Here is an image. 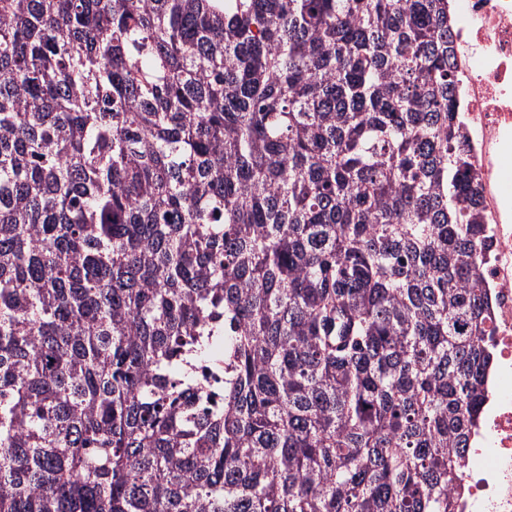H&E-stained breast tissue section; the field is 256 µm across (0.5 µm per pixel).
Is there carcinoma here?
Instances as JSON below:
<instances>
[{
  "instance_id": "1",
  "label": "carcinoma",
  "mask_w": 512,
  "mask_h": 512,
  "mask_svg": "<svg viewBox=\"0 0 512 512\" xmlns=\"http://www.w3.org/2000/svg\"><path fill=\"white\" fill-rule=\"evenodd\" d=\"M450 24L0 0V512H455L493 331Z\"/></svg>"
}]
</instances>
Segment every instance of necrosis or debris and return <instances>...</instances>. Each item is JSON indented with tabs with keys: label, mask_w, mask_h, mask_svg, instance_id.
<instances>
[{
	"label": "necrosis or debris",
	"mask_w": 512,
	"mask_h": 512,
	"mask_svg": "<svg viewBox=\"0 0 512 512\" xmlns=\"http://www.w3.org/2000/svg\"><path fill=\"white\" fill-rule=\"evenodd\" d=\"M464 147L479 175L492 246L480 275L490 290L493 368L469 440L458 512H512V199L502 192L512 156V0H449Z\"/></svg>",
	"instance_id": "4bbe7bcc"
}]
</instances>
